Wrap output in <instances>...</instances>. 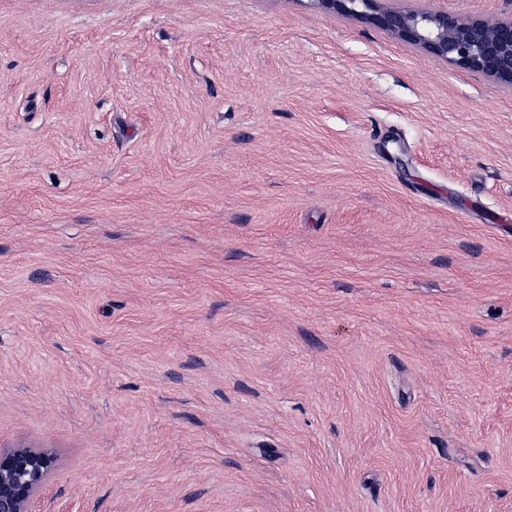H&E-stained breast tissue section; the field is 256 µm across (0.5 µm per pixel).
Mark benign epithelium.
<instances>
[{
    "instance_id": "1",
    "label": "benign epithelium",
    "mask_w": 512,
    "mask_h": 512,
    "mask_svg": "<svg viewBox=\"0 0 512 512\" xmlns=\"http://www.w3.org/2000/svg\"><path fill=\"white\" fill-rule=\"evenodd\" d=\"M355 16L458 68L512 87V18L487 20L448 12L381 10L376 0H313ZM53 457L31 448L0 449V512H32Z\"/></svg>"
}]
</instances>
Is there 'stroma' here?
Returning <instances> with one entry per match:
<instances>
[{
    "label": "stroma",
    "instance_id": "35a3bbf8",
    "mask_svg": "<svg viewBox=\"0 0 512 512\" xmlns=\"http://www.w3.org/2000/svg\"><path fill=\"white\" fill-rule=\"evenodd\" d=\"M16 447L35 512H512V88L311 0H0Z\"/></svg>",
    "mask_w": 512,
    "mask_h": 512
}]
</instances>
